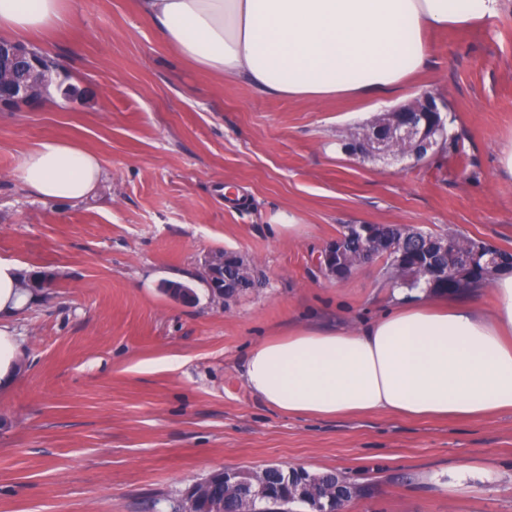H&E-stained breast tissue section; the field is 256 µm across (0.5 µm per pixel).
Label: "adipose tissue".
I'll list each match as a JSON object with an SVG mask.
<instances>
[{
  "label": "adipose tissue",
  "mask_w": 512,
  "mask_h": 512,
  "mask_svg": "<svg viewBox=\"0 0 512 512\" xmlns=\"http://www.w3.org/2000/svg\"><path fill=\"white\" fill-rule=\"evenodd\" d=\"M504 0H138L163 42L204 71L293 100L367 97L406 86L427 66L425 34L497 17ZM70 0H0V33L61 26ZM17 176L41 200L82 201L103 177L99 156L46 138ZM19 267L0 260V391L20 376L10 320L33 300ZM493 304L447 306L427 288L392 291V306L355 328L299 327L249 350L244 380L289 415L391 413L478 421L512 411V274Z\"/></svg>",
  "instance_id": "ef3b65f1"
}]
</instances>
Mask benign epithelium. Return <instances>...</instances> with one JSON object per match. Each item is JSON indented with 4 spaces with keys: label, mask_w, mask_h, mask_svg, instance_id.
Returning <instances> with one entry per match:
<instances>
[{
    "label": "benign epithelium",
    "mask_w": 512,
    "mask_h": 512,
    "mask_svg": "<svg viewBox=\"0 0 512 512\" xmlns=\"http://www.w3.org/2000/svg\"><path fill=\"white\" fill-rule=\"evenodd\" d=\"M50 72L51 67L41 55L21 46L0 43V74H4L0 78V110L41 98L51 84ZM443 132L444 120L435 97L422 92L407 106L386 113L361 139L350 142L351 151L361 154L380 147L390 151L396 146L398 155L417 159L435 145L434 136ZM345 232L363 237L367 251H372L374 233L368 225L351 224L345 227ZM343 241L342 235H336L318 256L317 263L328 276L338 277V270L344 264ZM439 247L448 253V275L461 291L468 288L474 276L489 282L506 269L501 256L480 241L469 246V258L462 262L455 260L454 241L446 239ZM253 271L248 260L235 252L210 255L206 273L212 299L222 303L231 300L237 294L239 281L250 278ZM164 291L184 304L195 302L193 291L181 283H168Z\"/></svg>",
    "instance_id": "obj_1"
}]
</instances>
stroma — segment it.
<instances>
[{"label":"stroma","mask_w":512,"mask_h":512,"mask_svg":"<svg viewBox=\"0 0 512 512\" xmlns=\"http://www.w3.org/2000/svg\"><path fill=\"white\" fill-rule=\"evenodd\" d=\"M427 42L428 67L403 91L304 102L179 58L137 0H73L65 25L29 39L80 95L0 111V260L54 277L14 321L22 373L0 394V512H170L213 471L298 463L364 487L351 512H512V412L291 416L243 378L260 341L389 307L380 262L341 281L317 266L344 225L413 224L512 252V177L497 163L512 138V0ZM423 90L454 145L420 162L345 150ZM49 137L99 155L90 198L42 201L17 179ZM283 212L306 234L276 233ZM219 250L263 280L221 309L204 281ZM169 281L195 304L170 298ZM464 460L472 471L457 472Z\"/></svg>","instance_id":"obj_1"}]
</instances>
